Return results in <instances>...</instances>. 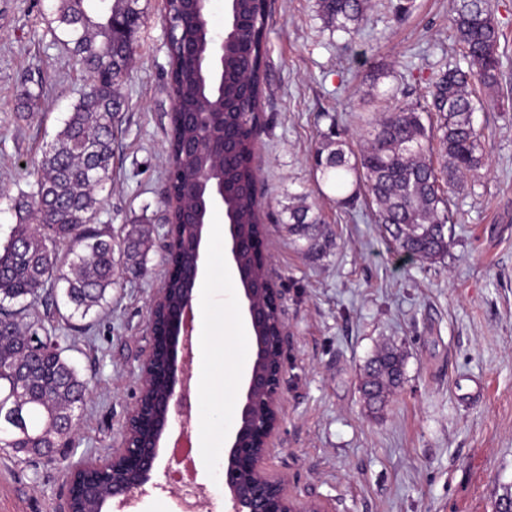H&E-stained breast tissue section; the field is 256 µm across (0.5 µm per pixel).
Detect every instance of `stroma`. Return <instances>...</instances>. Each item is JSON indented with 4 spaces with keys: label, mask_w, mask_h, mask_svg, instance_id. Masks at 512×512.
Masks as SVG:
<instances>
[{
    "label": "stroma",
    "mask_w": 512,
    "mask_h": 512,
    "mask_svg": "<svg viewBox=\"0 0 512 512\" xmlns=\"http://www.w3.org/2000/svg\"><path fill=\"white\" fill-rule=\"evenodd\" d=\"M370 0L356 37L331 31L316 0H268L263 121L254 165L262 195L263 251L279 274L288 334L281 424L264 468L287 476L298 505L329 512H496L512 490V0H495L501 31L498 93L480 92L483 166L451 202L448 251L433 261L404 257L364 202L344 207L315 169L331 131L352 148L383 92L398 103L426 95L457 43L454 0ZM124 106L115 129L112 181L101 191L97 228L123 241L148 234L144 265L117 261L101 308L72 315L61 287H46L25 312L64 347L89 386L68 446L50 456L0 448V512H64L71 470L122 445L150 344L149 303L168 273L169 57L163 0H140ZM57 0H0V241L18 219L13 201L31 192L50 147L88 78L58 43ZM41 107L26 110L28 97ZM306 196L322 225L303 252L283 208ZM403 360V384L371 410L362 384L382 349ZM178 428L161 443L152 479L128 505L102 512H184L172 477ZM199 512H224V460L197 462Z\"/></svg>",
    "instance_id": "stroma-1"
}]
</instances>
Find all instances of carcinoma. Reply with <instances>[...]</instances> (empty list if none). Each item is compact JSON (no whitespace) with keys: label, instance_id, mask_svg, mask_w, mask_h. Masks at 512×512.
Wrapping results in <instances>:
<instances>
[{"label":"carcinoma","instance_id":"1","mask_svg":"<svg viewBox=\"0 0 512 512\" xmlns=\"http://www.w3.org/2000/svg\"><path fill=\"white\" fill-rule=\"evenodd\" d=\"M318 12L333 31L358 34L366 19L367 0H317ZM263 6L258 0H234L228 12L236 23L253 30L247 42L239 33H227L224 45V110L237 109L243 76L253 86L264 84L265 27L258 21ZM144 18L140 0H59L57 21L64 47L77 59L89 80L87 93L74 104L62 128L38 165L34 190L14 199L20 222L0 246V447L39 451L54 448L62 434L60 421L75 422V410L86 402L87 384L63 357L64 348L52 333L33 325L28 335L44 344L39 388L25 389L16 367L19 362L17 317L20 310L3 305L6 300L37 297L49 282L64 284L67 301L87 314L102 306L112 289L115 263L112 238L90 227L101 199L99 190L112 179L113 114L121 111V88L131 68L135 35ZM462 46L464 64L455 63L432 84L431 104L396 105L370 122L363 149L351 163L348 143L338 131L321 143L315 164L322 181L336 194V203L350 205L363 193L376 207L378 223L390 229L396 248L416 260H433L448 249L451 218L447 194L483 164L482 132L474 123L475 84L487 91L498 87L499 29L494 0H457L449 18ZM172 75L183 112H207L217 95L202 92L194 61L170 50ZM435 109L443 115L441 135L434 137L421 113ZM174 136L168 157V174L192 178L204 157L190 158L180 151L182 141L200 138L204 129L172 118ZM238 161L216 166L215 176L229 186L249 183L254 176V145L242 134ZM444 164L437 169L432 155ZM288 234L313 248L320 215L306 197L284 207ZM254 200L249 194L225 199L224 218L246 229L253 223ZM144 235L132 229L124 241L125 263H143ZM372 372L365 389L369 405L379 409L386 392L401 383L400 355L387 349L370 360ZM22 409L40 418L32 426L15 421Z\"/></svg>","mask_w":512,"mask_h":512}]
</instances>
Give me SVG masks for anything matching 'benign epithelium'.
<instances>
[{
	"label": "benign epithelium",
	"instance_id": "1",
	"mask_svg": "<svg viewBox=\"0 0 512 512\" xmlns=\"http://www.w3.org/2000/svg\"><path fill=\"white\" fill-rule=\"evenodd\" d=\"M208 2L191 0L197 36L190 40H181L178 20L165 14L167 46L180 41L183 51L192 53L198 42L204 41L208 52L199 58L202 76L208 78L212 90L220 95L224 92V37L215 35L211 27L205 26ZM207 122L210 127L219 129L218 135L205 139L210 159L223 165L232 162L239 147L237 130L228 127L222 110L207 113ZM227 194L224 179L215 177L210 165L200 171L193 183L179 190L168 186L169 211L178 212L188 223L196 225L195 234L188 238L175 235L171 224L167 231V278H178L185 283V297L180 305L168 309L166 288H159L153 296L150 351L141 365L140 394L127 414L122 446L108 459H90L72 469L65 512H74L79 483L86 473L109 466L131 474L135 479H112V491L107 499L129 500L150 481L160 444L173 424L179 425L181 434L188 433L194 289L203 268L202 242L211 213L224 207ZM228 235L234 264H239L241 252L249 251L266 269L267 282L263 294H256L253 288L243 289L244 308L254 339H260L270 325L269 312L274 310L277 313V362L270 371L260 370L259 365L265 360L266 353L264 345L255 346V364L250 368L245 399L227 453L225 487L229 491L230 512H329L321 502H311L303 509L298 508L284 492L285 480L271 479L263 468L268 441L281 420L283 337L286 334L282 293L277 286L276 273L268 258L261 253V238L241 237L237 226L231 223L228 224ZM21 351L24 359L19 369L29 377L38 369L30 339L22 340Z\"/></svg>",
	"mask_w": 512,
	"mask_h": 512
}]
</instances>
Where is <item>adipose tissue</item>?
Returning a JSON list of instances; mask_svg holds the SVG:
<instances>
[{
    "label": "adipose tissue",
    "mask_w": 512,
    "mask_h": 512,
    "mask_svg": "<svg viewBox=\"0 0 512 512\" xmlns=\"http://www.w3.org/2000/svg\"><path fill=\"white\" fill-rule=\"evenodd\" d=\"M219 277L225 286L203 292L200 298L201 336H200V390L205 400L203 424L198 433V446L204 462L217 458L224 446V430L227 417L225 404L230 395L217 385V376L213 369V360L217 346L227 345L228 358L234 370L244 372L250 366V348L247 329L238 320L235 313V290L233 282L236 272L227 267L219 270ZM224 310L223 320H215L213 307Z\"/></svg>",
    "instance_id": "adipose-tissue-1"
}]
</instances>
